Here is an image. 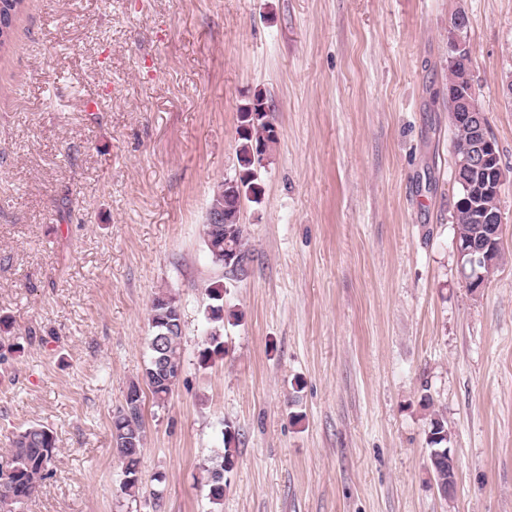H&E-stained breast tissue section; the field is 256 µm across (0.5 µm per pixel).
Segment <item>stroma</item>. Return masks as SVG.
Instances as JSON below:
<instances>
[{"mask_svg":"<svg viewBox=\"0 0 512 512\" xmlns=\"http://www.w3.org/2000/svg\"><path fill=\"white\" fill-rule=\"evenodd\" d=\"M460 10L506 172V263L474 290L451 218ZM511 77L512 0H27L0 55V463L31 423L58 455L22 512H512ZM258 90L278 140L236 273L203 222ZM216 282L225 353L204 366ZM162 291L183 372L165 406L144 401L131 497L112 417ZM435 409L449 500L427 466ZM228 430L216 506L201 466ZM427 445L429 449V471L433 477L437 490L441 486L448 485V492L455 490L456 486V460L448 467V456L439 455L432 458L433 450H444L448 447V425L447 421L437 412H433L427 431Z\"/></svg>","mask_w":512,"mask_h":512,"instance_id":"stroma-1","label":"stroma"}]
</instances>
